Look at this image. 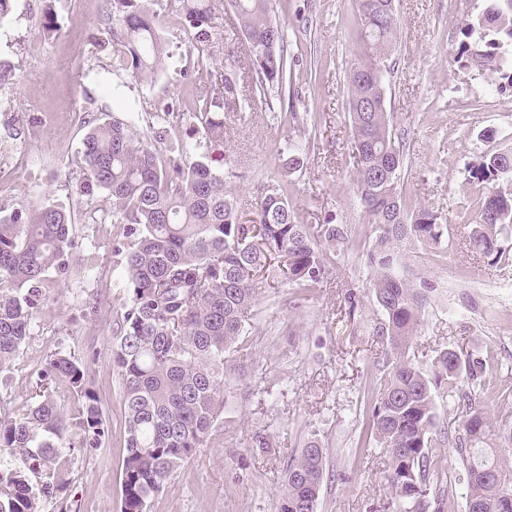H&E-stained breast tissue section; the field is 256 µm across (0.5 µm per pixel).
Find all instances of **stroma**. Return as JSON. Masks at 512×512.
<instances>
[{"label":"stroma","instance_id":"35a3bbf8","mask_svg":"<svg viewBox=\"0 0 512 512\" xmlns=\"http://www.w3.org/2000/svg\"><path fill=\"white\" fill-rule=\"evenodd\" d=\"M397 38L384 64L385 104L408 134L397 188L409 210L427 209L448 227L438 244L406 246L400 273L428 289L422 326L410 350L431 368L447 347L481 349L502 387L482 408L500 448H512V259L492 261L468 248L477 202L487 187L471 178L480 156L512 148V83L467 66V24L481 0H394ZM59 27H43L47 12ZM160 31L167 57L144 83L121 70L112 49H100L112 23L108 0H10L0 22V61L11 84L0 87V212L51 203L77 217L70 272L49 274L45 300L30 334L0 373V417L39 400V373L58 352L82 358L100 399L107 432L100 447L82 446L73 429L62 453L67 483L43 512H120L119 471L125 448L122 380L111 348L129 305L126 227L111 221L104 194L85 198L82 139L88 119L135 114L133 131L162 150L209 144L201 124L183 120L197 84L187 32L167 18ZM356 0H277L274 16L287 31L285 93L267 91L251 109L228 112L224 186L244 216L261 188L287 180L301 224L348 228L331 247L336 271L324 288H263L255 317L240 337L248 356L230 353L220 429L149 501L148 512H274L288 464L308 442L325 452L316 512H387L390 465L368 431L370 381L382 346L372 329L383 313L369 288L370 229L353 185L348 120L349 71L367 55L358 35ZM299 120L283 131L278 117ZM301 148L304 165L283 175L279 153ZM94 214L95 223L84 220ZM356 297L349 309L345 297Z\"/></svg>","mask_w":512,"mask_h":512}]
</instances>
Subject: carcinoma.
Wrapping results in <instances>:
<instances>
[{"label":"carcinoma","mask_w":512,"mask_h":512,"mask_svg":"<svg viewBox=\"0 0 512 512\" xmlns=\"http://www.w3.org/2000/svg\"><path fill=\"white\" fill-rule=\"evenodd\" d=\"M159 0H113L110 43L120 46V65L144 82L162 67L165 46L159 33ZM382 0H359L361 37L374 56L385 57L397 34V17L382 22ZM233 29L243 44L256 89L286 86L287 36L272 18L273 0H227ZM167 14L186 25L200 70L214 64L211 49L222 39L215 0H168ZM482 45L470 63L487 73L503 71L497 49L512 41V0L490 6L467 24ZM240 74L224 75L221 94L194 96L182 116L200 122L211 143H224L225 112L251 107L239 94ZM384 86L379 65L361 64L349 73V118L355 151L354 187L371 224L368 252L373 297L384 314L374 336L390 356L372 381L370 432L390 460L393 512H454L456 489L440 479L435 458L449 443L438 432L434 389L446 387L461 414L457 451L466 472V512H512V463L488 445L489 421L479 408L485 390L487 357L480 350L446 348L428 372L409 357L428 296L397 274L407 241L438 242L443 225L427 209L409 212L397 190L398 174H384L386 155L403 157L404 134L391 113L357 112L354 105ZM84 175L79 195L104 193L112 199V223L125 224L130 238L125 268L132 296L123 328L112 346V365L123 380L126 423L121 466L120 512H147L150 499L181 465L216 432L224 412L226 354L237 347L262 288L261 273L281 263L288 285L306 292L332 276V263L318 250L319 239L347 237L343 224L297 223L285 184L261 190L250 223L224 191V174L206 161L179 151L162 157L141 144L132 119L90 120L83 139ZM286 175L303 167L300 149L280 153ZM512 168V151L483 157L472 177L495 181ZM72 216L48 204L0 215V371L29 335L43 300L46 277L69 271L74 246ZM512 224V192L485 194L469 246L502 258V230ZM54 380L68 384L81 403L82 445L96 448L105 436L99 400L88 386L82 360L58 352L41 373L42 399L21 417L0 420V512H42V500L66 484L61 449L70 424L46 389ZM324 472L323 448L309 442L290 464L274 512H315Z\"/></svg>","instance_id":"cac0c4a2"}]
</instances>
